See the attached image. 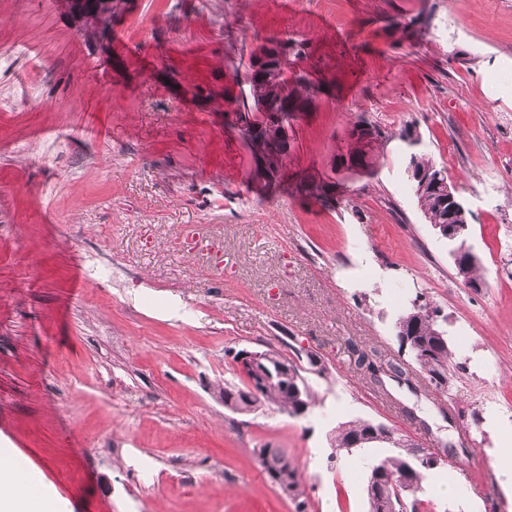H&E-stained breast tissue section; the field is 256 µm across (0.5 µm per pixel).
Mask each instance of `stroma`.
<instances>
[{
  "mask_svg": "<svg viewBox=\"0 0 512 512\" xmlns=\"http://www.w3.org/2000/svg\"><path fill=\"white\" fill-rule=\"evenodd\" d=\"M428 20L394 43L384 19ZM331 20L334 30L322 27ZM307 40L326 89L293 128L288 178L261 189L224 121L272 35ZM512 0H135L106 44L63 0H0V448L62 512H295L255 450L285 449L313 512H367V461L332 455L371 419L456 469L430 472L437 512H512ZM364 118L390 134L373 166L335 154ZM447 170L484 283L466 287L417 206L398 133ZM329 187L327 203L301 191ZM202 246L183 248L187 228ZM463 359L448 391L387 381L352 346L397 352L415 295ZM270 343L332 372L293 418L225 409L234 352ZM450 486L441 494L440 486Z\"/></svg>",
  "mask_w": 512,
  "mask_h": 512,
  "instance_id": "1",
  "label": "stroma"
}]
</instances>
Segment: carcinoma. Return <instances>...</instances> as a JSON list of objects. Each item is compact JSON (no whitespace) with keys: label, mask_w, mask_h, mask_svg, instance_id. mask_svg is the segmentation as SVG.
<instances>
[{"label":"carcinoma","mask_w":512,"mask_h":512,"mask_svg":"<svg viewBox=\"0 0 512 512\" xmlns=\"http://www.w3.org/2000/svg\"><path fill=\"white\" fill-rule=\"evenodd\" d=\"M116 8L115 3L103 0H86L82 5L85 17L79 25L87 37H97L107 26ZM390 27L404 39L409 33L422 34V27L412 19L407 23L397 18L390 19ZM267 47L259 58L250 57L245 70H240L233 58H227L232 69L231 77L239 92L228 101L224 112L231 113L230 126L249 154L254 174L267 182L284 179L291 151L272 148L278 142L281 126L289 125L300 113L311 111L319 92V82L305 69L290 71L284 75L283 62L295 64L311 56L307 41L296 37L273 35L266 38ZM262 89L267 101V111L274 118L262 116L264 110L258 105L253 91ZM406 145L404 152L405 172L412 184L417 206L430 224H443L448 215V177L424 151L419 148L421 139L415 124L405 125L399 133ZM371 142L386 139L380 128L367 124L362 119L353 122L347 134L346 145L335 156V161L348 168L369 163L370 157L363 150L364 139ZM456 275L467 285H481V262L472 256L465 264L455 267ZM420 296L408 302L396 319L404 338L408 340L404 350L410 361L390 356L375 345L354 349V365L363 379L379 390H384V379L397 384L412 385L413 373H418V382L436 391L449 389L455 369L462 364L455 361L448 336L439 323L437 308L424 301L416 304ZM268 357L264 365L273 374V379L261 382L246 371L247 383L239 385L228 380L220 387V398L224 408L232 413L248 414L263 406H274L290 417L310 414L315 406L311 377L326 379L329 369L325 364L313 367L310 352L303 348L288 355L270 344L264 348ZM360 440L362 445L353 447ZM371 443L389 445L387 453L373 457L369 468H376L392 479L391 500H402L405 512H428L425 499L420 496L422 482L434 466L418 462L412 456L416 444L404 434L373 420L341 422L336 427L332 443L335 454L353 453ZM257 457L267 478L280 494L291 501L295 512H310V499L297 468L281 448L267 446L258 449ZM414 472L416 485L409 490L400 479L408 471Z\"/></svg>","instance_id":"carcinoma-1"}]
</instances>
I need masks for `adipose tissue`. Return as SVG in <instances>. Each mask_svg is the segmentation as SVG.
Returning a JSON list of instances; mask_svg holds the SVG:
<instances>
[{"instance_id": "ef3b65f1", "label": "adipose tissue", "mask_w": 512, "mask_h": 512, "mask_svg": "<svg viewBox=\"0 0 512 512\" xmlns=\"http://www.w3.org/2000/svg\"><path fill=\"white\" fill-rule=\"evenodd\" d=\"M59 507L56 496L33 481L13 449L0 448V512H58Z\"/></svg>"}]
</instances>
